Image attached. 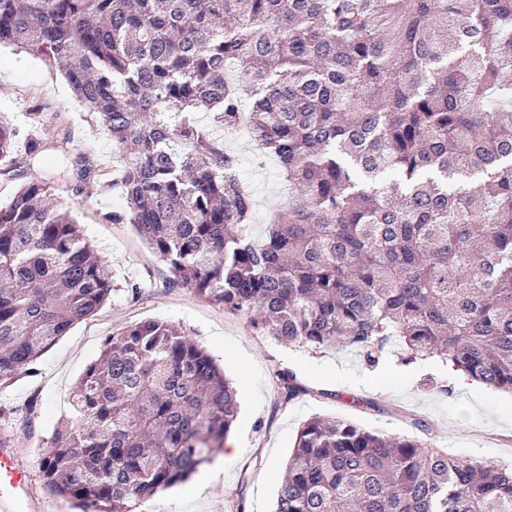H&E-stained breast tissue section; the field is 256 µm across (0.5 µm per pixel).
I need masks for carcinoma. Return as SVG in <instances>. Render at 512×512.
<instances>
[{
	"mask_svg": "<svg viewBox=\"0 0 512 512\" xmlns=\"http://www.w3.org/2000/svg\"><path fill=\"white\" fill-rule=\"evenodd\" d=\"M0 44L58 68L107 131L114 220L172 284L278 341L370 367L395 347L512 393V0H0ZM243 124L288 190L260 238L218 135ZM16 136L0 123L1 158ZM53 191L0 207V383L114 291ZM237 414L213 356L136 323L72 392L45 485L79 512H135L211 463ZM274 512H512V464L312 417Z\"/></svg>",
	"mask_w": 512,
	"mask_h": 512,
	"instance_id": "1",
	"label": "carcinoma"
}]
</instances>
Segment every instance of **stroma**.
Here are the masks:
<instances>
[{
    "label": "stroma",
    "instance_id": "1",
    "mask_svg": "<svg viewBox=\"0 0 512 512\" xmlns=\"http://www.w3.org/2000/svg\"><path fill=\"white\" fill-rule=\"evenodd\" d=\"M0 122L12 126L17 147L0 161V207L29 182L53 181L87 242L109 262L116 290L93 317L76 323L38 361L37 372L0 386V437L21 450L42 512H74L50 493L40 462L44 441L68 415V399L105 339L147 319H161L211 354L238 392L239 411L228 435L236 455L217 454L202 468L207 479L189 494L158 493L156 512H271L297 432L314 416L338 417L371 431L409 436L456 458L512 462V394L451 377L436 360L404 366L395 356L366 366L354 351L315 350L256 332L249 321L192 290L171 274L137 234L117 220L125 202L110 182L116 174L112 140L75 101L64 76L37 56L0 46ZM37 156H29L30 146ZM256 200L253 232L286 201L277 165L243 166ZM140 287L131 294L129 285ZM304 392L284 401L280 374Z\"/></svg>",
    "mask_w": 512,
    "mask_h": 512
}]
</instances>
